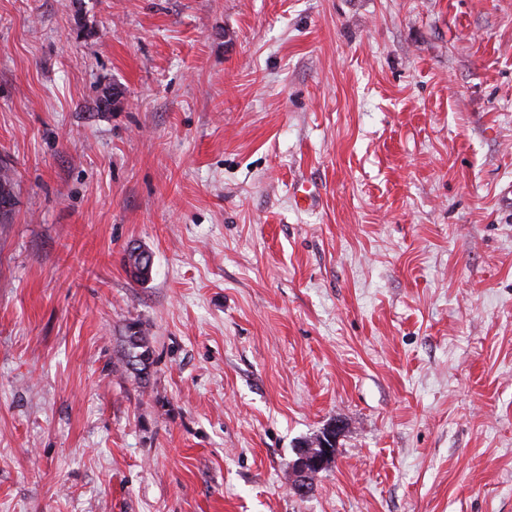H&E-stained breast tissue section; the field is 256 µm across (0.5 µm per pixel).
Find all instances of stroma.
Wrapping results in <instances>:
<instances>
[{
	"label": "stroma",
	"instance_id": "35a3bbf8",
	"mask_svg": "<svg viewBox=\"0 0 512 512\" xmlns=\"http://www.w3.org/2000/svg\"><path fill=\"white\" fill-rule=\"evenodd\" d=\"M0 163V512H512V0H0ZM139 331H131L129 336H125L124 360L128 367H133L137 371H144L152 361V350L145 336H138ZM136 366H142L140 368ZM335 430V432H334ZM342 427L336 423L326 437H321L314 444H302L295 449L296 458L290 463V486L297 495H306L312 488L313 481L334 460L331 445L338 443Z\"/></svg>",
	"mask_w": 512,
	"mask_h": 512
}]
</instances>
